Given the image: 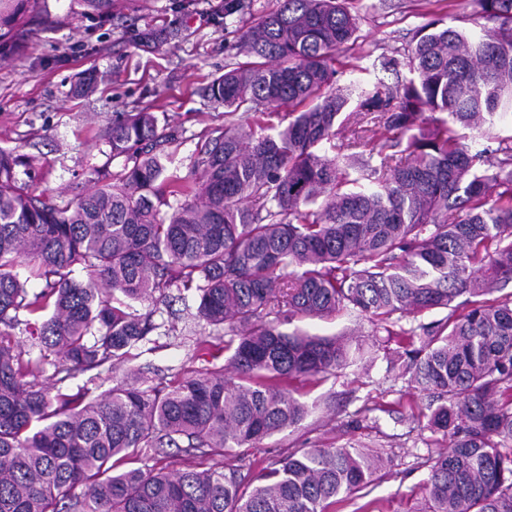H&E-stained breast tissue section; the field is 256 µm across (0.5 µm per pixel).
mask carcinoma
<instances>
[{"label": "carcinoma", "instance_id": "cac0c4a2", "mask_svg": "<svg viewBox=\"0 0 512 512\" xmlns=\"http://www.w3.org/2000/svg\"><path fill=\"white\" fill-rule=\"evenodd\" d=\"M13 2L0 0V39L20 18ZM81 2L112 17V0ZM349 3L282 0L239 28L246 61L205 87L225 125L195 184L169 171L147 111L105 134L122 169L95 171L63 206L21 182L31 156L0 146V512H333L379 466L362 448L292 452L247 496L224 471L226 455L304 419L293 380L361 357L281 326L341 313L394 325L461 296L465 313L420 326L422 345L398 363L441 400L429 425L448 436L426 512H512V294L497 296L512 283V137L490 134L512 114V0H475L478 32L427 24L404 61L384 62L412 77L366 86L335 81L339 53L363 70ZM283 107L288 123L273 122ZM368 116L380 137L364 151L335 143ZM24 260L46 280L32 295L14 271ZM173 286L195 291L196 319L236 337L225 369L62 392L77 372L117 369L153 329L133 303ZM22 313L44 317L26 326L56 356L50 384L30 379L10 339ZM164 448L184 468L124 467Z\"/></svg>", "mask_w": 512, "mask_h": 512}]
</instances>
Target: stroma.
I'll use <instances>...</instances> for the list:
<instances>
[{
  "instance_id": "35a3bbf8",
  "label": "stroma",
  "mask_w": 512,
  "mask_h": 512,
  "mask_svg": "<svg viewBox=\"0 0 512 512\" xmlns=\"http://www.w3.org/2000/svg\"><path fill=\"white\" fill-rule=\"evenodd\" d=\"M244 2L243 11L228 17L224 0H114L112 18L103 22L83 13L77 0H32L12 44L0 47V146L35 157L31 189L63 205L92 187L95 170L119 171L122 162L109 158L100 133L143 108L171 138L166 150L174 158L172 171L199 180L198 150L224 127V110L204 87L236 62L239 28L280 5ZM355 10L363 68L339 72L343 83L375 82L380 61L403 58L430 20L469 29L478 19L474 0H356ZM88 74L97 78L93 92L76 95L75 85ZM169 295L165 303L140 304L154 329L135 358L114 371L76 374L68 387L96 396L131 369L148 387L222 367L228 356L223 328L194 320L193 293L173 287ZM301 326L362 345L367 357L319 382H296L300 400L310 407L303 421L246 454L226 457L225 465L251 484L262 467L298 448H366L383 455L387 466L365 489L337 503L335 512H420L429 461L448 440L427 426V394L389 368L400 352L397 337L362 316L305 319Z\"/></svg>"
}]
</instances>
